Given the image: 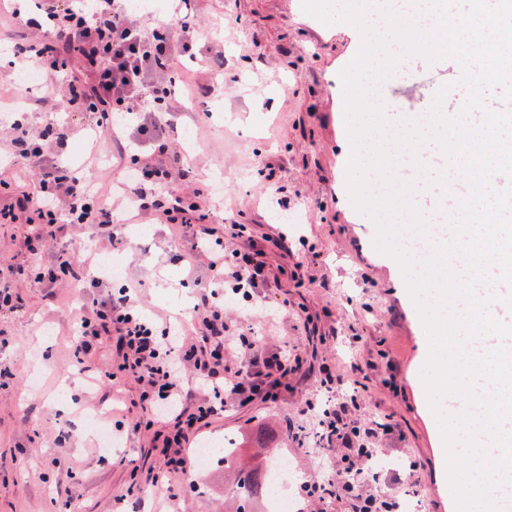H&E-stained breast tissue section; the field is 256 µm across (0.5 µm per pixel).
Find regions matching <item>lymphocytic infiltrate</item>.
Returning a JSON list of instances; mask_svg holds the SVG:
<instances>
[{
    "label": "lymphocytic infiltrate",
    "instance_id": "obj_1",
    "mask_svg": "<svg viewBox=\"0 0 512 512\" xmlns=\"http://www.w3.org/2000/svg\"><path fill=\"white\" fill-rule=\"evenodd\" d=\"M39 8L45 28L38 38L36 57L42 68L70 71L64 86L67 103L82 104L92 112L90 126L101 133L114 132L118 121H133L132 136L139 147L132 150L127 168L131 184L149 178L174 182V172L154 161L155 150L165 147L166 126L151 103L162 100L164 112H171L172 90L159 75L171 60L191 50L195 30L186 25L161 26L152 36H145L127 0H41ZM6 129L18 165L37 176L31 192L19 202L32 225L25 244L45 246L56 239L60 224L103 230L120 223L98 181L75 176L52 161L44 143L54 130L53 122L35 127L16 120ZM131 202L137 209H151L160 223L182 230L209 219L208 210L184 193L153 203L137 193ZM250 233L248 225L228 224L223 235L216 237L215 247L191 245L190 255L204 257L213 274L197 304L206 317L192 337L157 329L153 318L138 307L129 286L118 294L93 299L79 320L74 355L85 359L102 337H115L119 371L138 381L146 413L141 425L154 430L164 458L150 482L164 487L170 496L175 493V479L186 470V449L211 419L230 403L244 408L278 399L288 386L289 375L300 366L286 348L262 357L256 352L257 337L224 334V308L217 301V287L229 280L240 291L259 287L267 279L263 250L226 245L227 240L245 239ZM34 281L50 286L77 281L88 288L104 284L102 277L92 275L85 259L75 255L35 273ZM187 368L207 390V397L197 398L194 390L180 386L178 377ZM323 387L324 395L305 399L300 411L313 426L311 436L320 453L333 461L329 475L301 486L312 512L329 499L342 502L346 512H401L400 495H382L376 488L381 445L389 425L376 417L352 420V411L359 407V391L351 376L328 374ZM339 389L344 395L338 399L334 393Z\"/></svg>",
    "mask_w": 512,
    "mask_h": 512
}]
</instances>
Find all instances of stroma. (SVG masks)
I'll use <instances>...</instances> for the list:
<instances>
[{
  "mask_svg": "<svg viewBox=\"0 0 512 512\" xmlns=\"http://www.w3.org/2000/svg\"><path fill=\"white\" fill-rule=\"evenodd\" d=\"M12 9L11 0H0L5 76L13 59L32 54V32L13 23ZM183 13L201 36L169 72L175 129L171 152L162 158L181 176L157 193L198 190L209 225H194L183 239L153 214L131 209L119 243L69 228L53 245L31 252L22 245L25 218L0 221V267L13 268L11 285L23 300L19 311L0 314V512H224L223 457L204 470L189 458L177 500L147 484L163 456L152 432L133 429L141 415L139 385L117 375L111 339H103L86 363L114 378L90 389L71 350L90 289L43 288L28 276L64 249L92 264L114 254L124 259V274L137 284L147 314L162 325L185 324L195 313L182 309V295L198 296L212 274L180 256L190 239L207 242L205 228L220 231L228 224L251 226L269 281L252 299L225 309L227 335L259 336L270 349L288 346L302 367L279 400L227 409L211 419L197 444L230 436L251 449L257 427H269L276 439L267 444L268 454L284 456L291 489L299 491L305 481L326 475L328 462L315 448L292 442L285 423L303 424V398L320 393L325 370L343 361L357 368L361 417L378 415L392 427L386 458L407 451L420 464L404 498L406 512H455L421 380L425 329L397 262L375 249V225L355 210L346 189L350 145L340 72L354 58L358 33L324 25L303 11L301 0H188ZM461 74L456 59L431 64L414 57L381 86L379 97L386 114L400 121L426 111L447 84L445 104L452 109L467 97L457 85ZM60 84L57 72L26 91L0 84V103L26 97V113L38 124L43 97ZM57 109L67 136L48 138L47 151L78 175L120 183L126 170L118 139L92 136L90 113L62 103ZM189 128L195 131L191 149L182 138ZM11 149L0 140V209L32 186L11 166ZM103 154L109 166H100ZM66 382L72 389L61 404L56 393ZM101 408L110 411L106 426L114 445L108 453L81 429L82 416ZM66 432L69 446L57 448L56 438ZM134 480L142 486L129 500L125 493Z\"/></svg>",
  "mask_w": 512,
  "mask_h": 512,
  "instance_id": "obj_1",
  "label": "stroma"
}]
</instances>
